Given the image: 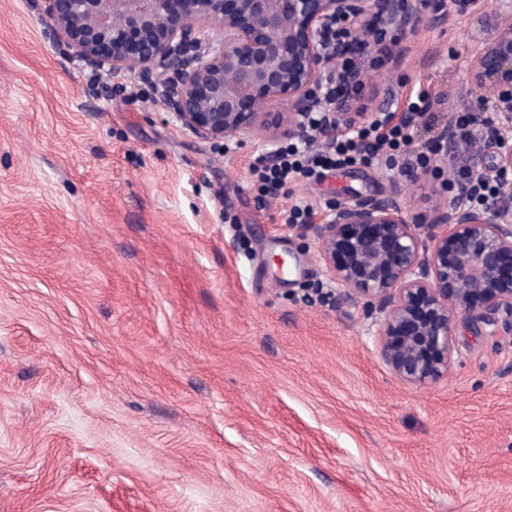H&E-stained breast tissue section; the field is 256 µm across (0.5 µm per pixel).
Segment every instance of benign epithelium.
I'll list each match as a JSON object with an SVG mask.
<instances>
[{
  "mask_svg": "<svg viewBox=\"0 0 512 512\" xmlns=\"http://www.w3.org/2000/svg\"><path fill=\"white\" fill-rule=\"evenodd\" d=\"M46 37L95 72L127 76L159 92L166 112L203 142L247 134L267 109L288 101L278 129L265 139L273 156L281 137H309L308 117L321 112L325 144L357 125L350 98L323 89L337 75V58L323 48L328 17L342 15L357 42L369 40L367 19L417 31L445 17L438 0H44ZM471 26L468 91L495 112L492 154L470 145L435 144L444 167L463 162L472 177L512 172V0H454ZM391 178L378 200L336 202L307 225L317 259L342 302L380 314L375 332L394 376L421 386L446 376L457 352L456 329L466 323L485 336H512V192L483 205L456 186L454 201L412 214L406 179Z\"/></svg>",
  "mask_w": 512,
  "mask_h": 512,
  "instance_id": "obj_1",
  "label": "benign epithelium"
}]
</instances>
